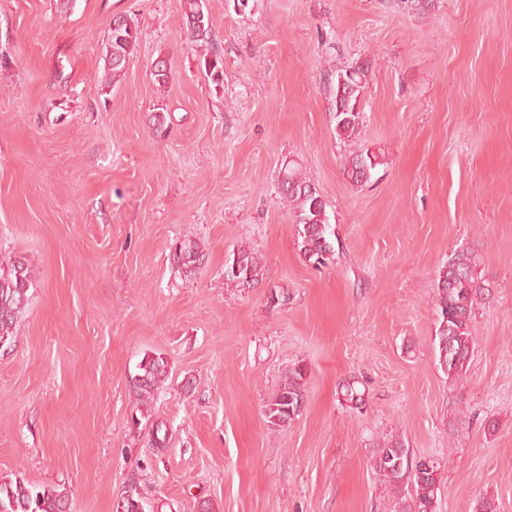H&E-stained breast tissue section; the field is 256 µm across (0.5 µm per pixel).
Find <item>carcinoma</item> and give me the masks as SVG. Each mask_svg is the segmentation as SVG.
<instances>
[{
  "instance_id": "obj_1",
  "label": "carcinoma",
  "mask_w": 512,
  "mask_h": 512,
  "mask_svg": "<svg viewBox=\"0 0 512 512\" xmlns=\"http://www.w3.org/2000/svg\"><path fill=\"white\" fill-rule=\"evenodd\" d=\"M186 27L195 42L212 41L209 18L201 0H187ZM140 30L124 15L112 17L106 46V60L110 77L119 76L139 40ZM364 71L360 68L338 70L332 76L335 98L336 135L342 139L355 134L360 126L357 96L362 88ZM377 162L370 154H353L345 163V172L356 183L367 180ZM282 198L296 214L298 245L308 262L325 266L336 255L333 237L335 230L325 210V203L316 188L297 170H288L281 187ZM202 254L197 243L185 241L173 253V263L185 277L195 276L201 265ZM480 260L469 251L454 253L439 270L435 309L438 327L431 338L438 367L448 379L458 381L467 373L472 353V319L474 306L487 285L478 276ZM227 280L243 287L259 283L265 277V268L248 250L233 254L225 271ZM31 285L25 259L18 258L0 270V345L15 338L20 312L28 301ZM306 366L296 363L288 368L282 383L262 405L268 426L279 428L301 411L305 402ZM168 377V364L161 357H145L131 384L141 401L150 405L154 394ZM374 468L385 486L395 493L399 512H438L440 466L413 455L400 438L390 439L374 456ZM65 495L49 486H37L17 479L0 483V512H65Z\"/></svg>"
}]
</instances>
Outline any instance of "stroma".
<instances>
[{
	"label": "stroma",
	"mask_w": 512,
	"mask_h": 512,
	"mask_svg": "<svg viewBox=\"0 0 512 512\" xmlns=\"http://www.w3.org/2000/svg\"><path fill=\"white\" fill-rule=\"evenodd\" d=\"M185 7L0 0V265L25 258L32 282L0 346V479L56 488L69 512L128 493L145 512H394L373 457L397 435L439 463V512L485 496L512 512V0H203L209 46ZM116 14L140 35L110 83ZM357 66L344 140L328 77ZM364 152L378 164L360 184L344 161ZM291 167L336 230L327 266L279 197ZM184 240L205 255L190 281L170 259ZM242 249L266 267L258 286L225 278ZM463 249L489 290L452 383L434 298ZM273 286L287 304L269 306ZM147 354L169 378L145 410L129 381ZM297 363L304 406L269 429L262 404Z\"/></svg>",
	"instance_id": "1"
}]
</instances>
